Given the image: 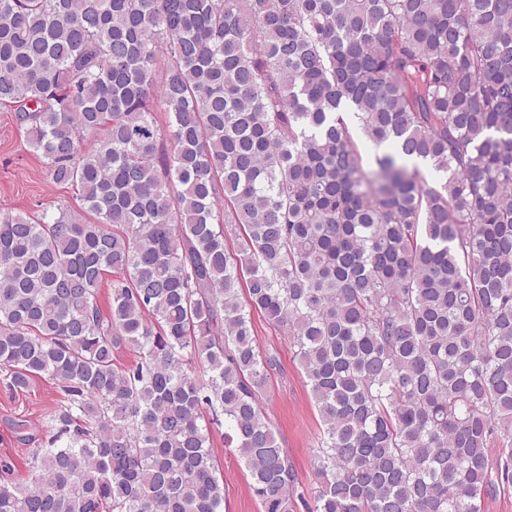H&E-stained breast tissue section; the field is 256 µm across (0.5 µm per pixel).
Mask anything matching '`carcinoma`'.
Segmentation results:
<instances>
[{
	"label": "carcinoma",
	"mask_w": 512,
	"mask_h": 512,
	"mask_svg": "<svg viewBox=\"0 0 512 512\" xmlns=\"http://www.w3.org/2000/svg\"><path fill=\"white\" fill-rule=\"evenodd\" d=\"M0 102L82 202L0 210V385L61 394L0 512H224L213 425L306 503L256 312L324 426L307 512L512 483V0H0Z\"/></svg>",
	"instance_id": "carcinoma-1"
}]
</instances>
